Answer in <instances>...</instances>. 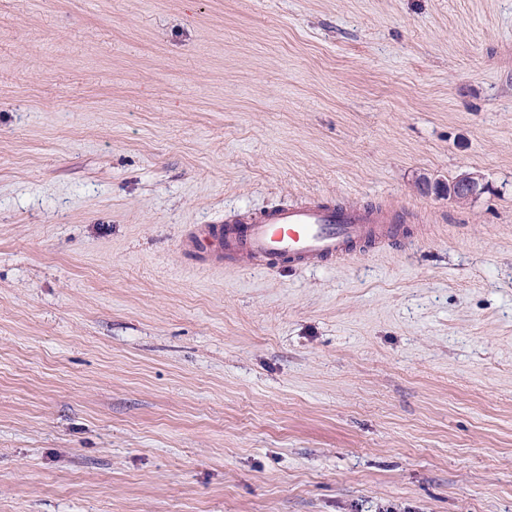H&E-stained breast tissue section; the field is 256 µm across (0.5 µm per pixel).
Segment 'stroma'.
Wrapping results in <instances>:
<instances>
[{"mask_svg":"<svg viewBox=\"0 0 512 512\" xmlns=\"http://www.w3.org/2000/svg\"><path fill=\"white\" fill-rule=\"evenodd\" d=\"M0 512H512V0H0ZM478 189V179L471 174H464L448 187V197L457 203H463L475 195ZM403 217L382 206L349 207L324 201L281 203L233 215L199 230L218 249L212 261L241 255L271 271L343 259L364 247L395 240Z\"/></svg>","mask_w":512,"mask_h":512,"instance_id":"obj_1","label":"stroma"}]
</instances>
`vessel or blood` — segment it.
I'll use <instances>...</instances> for the list:
<instances>
[{"instance_id": "vessel-or-blood-1", "label": "vessel or blood", "mask_w": 512, "mask_h": 512, "mask_svg": "<svg viewBox=\"0 0 512 512\" xmlns=\"http://www.w3.org/2000/svg\"><path fill=\"white\" fill-rule=\"evenodd\" d=\"M401 215L387 207H349L324 201L281 203L260 211L225 217L201 228L198 238L213 243L214 263L238 255L271 271L339 260L364 247L381 248L397 237Z\"/></svg>"}]
</instances>
